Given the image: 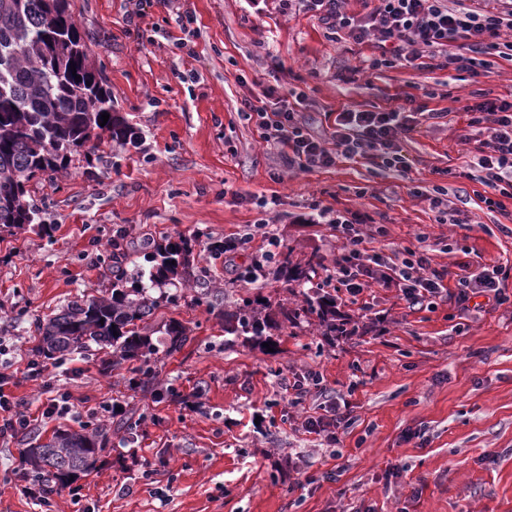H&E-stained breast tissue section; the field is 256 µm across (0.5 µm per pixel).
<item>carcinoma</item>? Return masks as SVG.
I'll return each mask as SVG.
<instances>
[{
  "label": "carcinoma",
  "mask_w": 512,
  "mask_h": 512,
  "mask_svg": "<svg viewBox=\"0 0 512 512\" xmlns=\"http://www.w3.org/2000/svg\"><path fill=\"white\" fill-rule=\"evenodd\" d=\"M103 113L109 119L101 126ZM114 140L135 147L139 137L115 112L70 0H0V230L47 232L31 183L69 174L71 156L85 148L94 153ZM147 259L153 282L199 280L195 245L180 234L164 238ZM277 265L287 272V281L299 284L323 267L317 255L294 266L288 253L281 254ZM155 308L146 289L128 288L119 277L112 282L111 296L74 300L40 322L38 353L59 361L93 344L110 347L112 365L129 364L133 382L150 388L157 374L149 323ZM313 313L326 333L336 332V312L324 297L309 295L305 306L281 310L291 323ZM267 327L268 313L258 309L241 308L224 320L225 333L252 341ZM164 334L169 354L189 339L186 327L175 320L164 325ZM107 444L106 426L91 423L79 430H56L48 441L24 449V459L36 481L65 488L96 468Z\"/></svg>",
  "instance_id": "cac0c4a2"
}]
</instances>
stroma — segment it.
<instances>
[{
    "mask_svg": "<svg viewBox=\"0 0 512 512\" xmlns=\"http://www.w3.org/2000/svg\"><path fill=\"white\" fill-rule=\"evenodd\" d=\"M71 6L115 111L141 141L74 156L69 175L36 186L50 233L0 235L5 391L26 402L32 420L27 434L0 444V512H41L15 475L28 470L24 449L59 427L42 416L52 386L68 390L81 415L117 410L105 419L111 443L95 471L78 480V494L55 490V512H512V305L464 312L451 297L418 309L374 286L349 305L385 316L360 319L363 335L328 340L311 316L273 327L261 343L225 334L197 300L223 289L228 314L247 301L272 310L302 302L301 284L271 271L263 287L238 282L260 240L224 260L205 249L256 220L253 195L278 196L270 221L296 263L336 256L333 231L311 221L316 204L368 213L367 232L383 229L395 248L425 236L432 266L454 273L512 258V200L488 209L483 185L460 176L476 147L465 108L484 93L512 96V58L462 81L445 70L373 69L374 45L313 14H282L278 0H151L140 19L128 0ZM272 88L302 92L300 110L316 132L343 108L384 107L397 96L448 116L402 139L403 175L378 174L365 157L291 172L244 115ZM435 185L468 223H438L414 194ZM177 234L202 250L199 281L151 285L147 254ZM116 269L147 284L159 303L152 324L174 319L190 332L180 352L157 355L160 379L179 387V400L130 390L127 368L103 370L107 349L68 360L50 380L26 367L37 357L38 320L76 298L111 295ZM310 370L349 407L334 450L301 427L321 415L318 395L295 407L281 398V378ZM124 420L138 421L135 434L121 429ZM333 469L336 480L324 479ZM309 473L319 482L306 484Z\"/></svg>",
    "mask_w": 512,
    "mask_h": 512,
    "instance_id": "1",
    "label": "stroma"
}]
</instances>
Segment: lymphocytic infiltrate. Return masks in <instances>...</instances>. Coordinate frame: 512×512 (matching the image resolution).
Returning a JSON list of instances; mask_svg holds the SVG:
<instances>
[{
	"label": "lymphocytic infiltrate",
	"mask_w": 512,
	"mask_h": 512,
	"mask_svg": "<svg viewBox=\"0 0 512 512\" xmlns=\"http://www.w3.org/2000/svg\"><path fill=\"white\" fill-rule=\"evenodd\" d=\"M344 4L345 0H279L282 13L301 9L319 14L325 24L355 43L372 42L384 48V56L371 61L375 67L400 64L423 70L436 60L441 68L475 76L491 67L502 30L512 31V7L506 0H477L473 7H452L448 0H374L372 11L366 14L347 12ZM459 40L467 41L469 55L449 53V44ZM296 96L293 90L272 94L267 102L249 105L248 110L259 140L277 149L288 168L302 171L330 168L341 157L367 155L377 171L404 173L408 164L399 146L400 136L433 118L432 113L403 104L346 108L337 113L330 131L316 134L299 117ZM467 111L469 125L480 141L464 176L489 188L491 194L484 202L497 208L502 199L512 198V100L487 99L469 105ZM316 221L335 231L342 252L317 276L313 289L331 287L355 297L377 284L397 289L412 307L447 293V270L432 268L416 251H368L375 236L364 230L367 216L321 207ZM506 269L503 263L485 265L479 272L460 277L458 304L466 305L475 296L498 305L512 302L502 285Z\"/></svg>",
	"instance_id": "1"
}]
</instances>
